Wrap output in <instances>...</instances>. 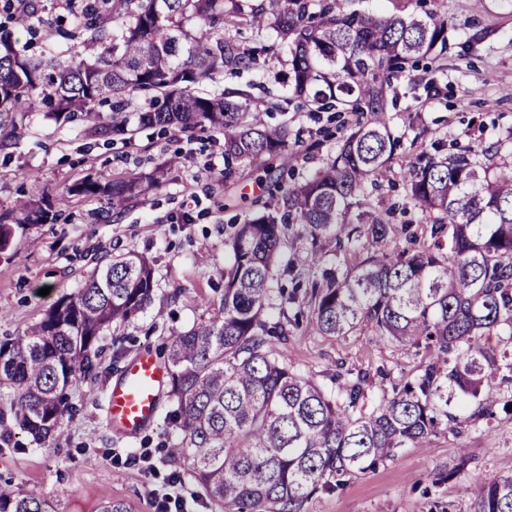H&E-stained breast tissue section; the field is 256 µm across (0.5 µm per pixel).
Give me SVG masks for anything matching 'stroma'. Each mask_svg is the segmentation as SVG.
<instances>
[{
  "label": "stroma",
  "instance_id": "35a3bbf8",
  "mask_svg": "<svg viewBox=\"0 0 512 512\" xmlns=\"http://www.w3.org/2000/svg\"><path fill=\"white\" fill-rule=\"evenodd\" d=\"M82 0H29L28 6L0 10L19 45L44 55L58 42L56 25L70 26ZM48 25L28 31L31 13ZM447 68L438 92L427 96L428 74L413 69L396 83L397 106L390 114L406 145L379 191L382 199L404 193L411 154L440 141L486 146L512 129V0H445ZM263 70L218 77L216 89L261 82L277 96L285 88L275 74L286 51L266 39ZM268 125L287 124L294 152L275 162L276 175L302 176L322 167L336 150V115L286 106L260 110ZM125 135H94L79 121L55 120L40 111L17 112L0 125V215L16 199H55L86 180L102 183L136 179L140 194L122 211L102 196L74 195L43 224H16L0 253V339L23 335L66 294L81 287L96 266L133 250L153 264L155 295L134 321L113 324L102 353L105 368L79 381L71 393L73 412L64 433L49 445L0 442V487H39L58 498L65 512H96L101 502L122 500L135 512H160L166 495L184 503V512H214L182 461L167 452L171 426L158 418L137 436L110 430L105 421L107 390L143 349L161 348L169 337L216 315L231 263L229 224L244 220L247 203L267 198V186L240 168L224 177V136L210 130L181 134L130 121ZM49 295H42V288ZM309 307L298 300L287 310L285 334L271 347L287 353L294 368L332 389L338 368L362 371L374 394L390 389L415 367V349L384 342L363 329L347 336L305 331ZM467 449L468 480L512 474V412L432 437L428 447L403 448L392 460L350 479L334 493H318L301 512H470L468 501L448 477L459 449Z\"/></svg>",
  "mask_w": 512,
  "mask_h": 512
}]
</instances>
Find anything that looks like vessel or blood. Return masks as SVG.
<instances>
[{
    "label": "vessel or blood",
    "instance_id": "vessel-or-blood-1",
    "mask_svg": "<svg viewBox=\"0 0 512 512\" xmlns=\"http://www.w3.org/2000/svg\"><path fill=\"white\" fill-rule=\"evenodd\" d=\"M166 381V369L158 355L141 351L127 364L121 381L108 391L107 417L112 430L133 436L151 424Z\"/></svg>",
    "mask_w": 512,
    "mask_h": 512
}]
</instances>
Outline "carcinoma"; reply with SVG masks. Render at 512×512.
Here are the masks:
<instances>
[{
	"instance_id": "carcinoma-1",
	"label": "carcinoma",
	"mask_w": 512,
	"mask_h": 512,
	"mask_svg": "<svg viewBox=\"0 0 512 512\" xmlns=\"http://www.w3.org/2000/svg\"><path fill=\"white\" fill-rule=\"evenodd\" d=\"M444 0L422 14L343 8L341 0H100L73 14L58 36L67 49L48 58L16 46L0 28V115L40 108L60 120L98 129L112 106V131L127 132L122 113L136 95L139 123L180 132L224 134V179L241 166L269 174L288 159V127L249 120L260 100L247 93L192 86L224 73L258 71L272 33L287 53L276 76L288 93L355 120L322 169L286 187L234 226L232 262L214 317L171 336L163 348L168 420L180 440L169 454L187 463L203 496L224 512H300L319 492L395 456L422 448L450 427L475 425L500 403L498 381L512 372V352L487 337L512 340V167L496 157L512 129L487 147L415 155L403 202L384 204L372 191L402 146L387 112L393 80L419 65L432 74L448 49ZM252 30L244 47L224 29ZM81 39L80 50L70 42ZM138 192L132 179L88 180L66 195H104L114 211ZM420 214L427 237L416 249L386 251L396 215ZM20 221H48L53 204L21 201ZM336 251V264L311 281L305 329L347 336L369 328L383 340L422 354L391 392L367 393V375L336 374L326 392L281 353L285 335L268 317L281 248ZM358 257L351 263L348 256ZM154 296L151 262L134 251L93 272L84 288L62 296L27 333L0 341V441L21 448L24 434L41 445L62 436L70 393L100 368L104 331L145 311ZM472 512H512V475L461 488ZM0 512H62L39 489H0Z\"/></svg>"
}]
</instances>
